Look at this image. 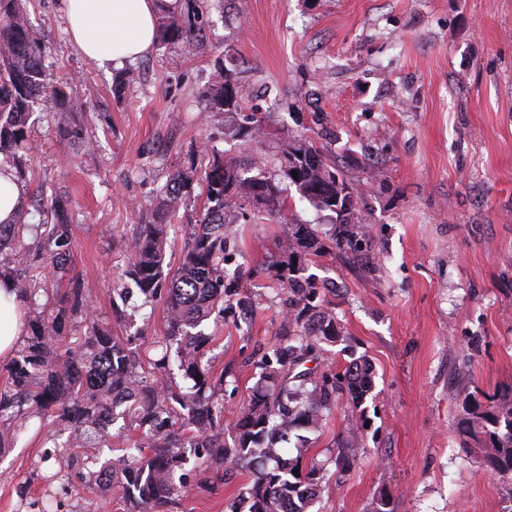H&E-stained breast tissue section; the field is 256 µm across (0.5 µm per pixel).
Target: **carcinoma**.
<instances>
[{"mask_svg":"<svg viewBox=\"0 0 512 512\" xmlns=\"http://www.w3.org/2000/svg\"><path fill=\"white\" fill-rule=\"evenodd\" d=\"M198 14L167 12L160 35L175 44L196 36ZM206 111H243L232 73L217 65L204 94ZM50 103L60 124L67 125L77 105L66 92L47 83L45 46L29 26L19 0H0V151L25 140L29 115ZM281 173L269 172L251 159L227 160L224 153L206 152L198 178L204 204L186 238L182 261L173 276L165 271L168 228L166 217L191 194L181 175L168 181L155 199L158 219L145 224L129 245V260L121 278L131 280L144 301L164 299L167 309L165 351L158 359L143 357L133 336H116L107 324L90 316L82 292L62 302L55 315L37 311L30 334L6 365L10 382L0 388V452L12 447L30 420L53 419L69 432L77 448H103L105 431L119 419L142 430V439L99 469L72 472L73 460L60 465L54 478L61 495L72 492L73 479L94 484L118 496L125 512H158L172 503L186 482L185 465L195 461L220 469L228 463L247 466L263 458L267 466L247 489L249 512H307L320 491L319 470L296 474L299 461L280 456L279 444L293 427L313 426L320 409L338 395L361 407L373 392L370 364L354 359L345 369L314 380L311 372L294 373L322 341L335 343L341 331L336 316L314 304L313 283L297 275L294 260L331 249H352L364 235L358 202L346 201L347 180L335 163L310 141L296 142L285 151ZM293 184L316 209L336 215L338 230L321 239L308 224L289 223L281 251L288 254V314L283 340L262 361L263 377L275 392H257L238 425L233 446L224 444V407L215 393L224 390V375L216 376L203 363L208 337L194 329L212 314L224 313V216L252 199L272 219H285L287 197L281 181ZM24 224L0 225V252L10 249L13 267L0 271L12 281L19 299L39 307L40 293L30 275L23 247ZM69 224L47 231V260L53 271L63 270L62 248ZM78 319L81 336H70L68 324ZM175 363L193 382L183 390L167 373ZM458 432L464 446L474 442L485 470L499 479H512V394L482 402L467 394L462 402Z\"/></svg>","mask_w":512,"mask_h":512,"instance_id":"cac0c4a2","label":"carcinoma"}]
</instances>
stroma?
Returning <instances> with one entry per match:
<instances>
[{"label":"stroma","instance_id":"35a3bbf8","mask_svg":"<svg viewBox=\"0 0 512 512\" xmlns=\"http://www.w3.org/2000/svg\"><path fill=\"white\" fill-rule=\"evenodd\" d=\"M203 32L154 45L103 71L71 42L59 0H26L45 44L50 85L83 103L68 129L52 107L32 114L21 150L27 223L71 226L65 269L41 287L73 289L94 318L159 358L166 305L130 292L116 318L112 284L127 245L155 221L170 177L197 178L207 149L279 170L289 144L312 141L358 196L366 239L357 254L309 257L312 279L343 339L312 368L342 371L367 358L375 397L344 398L318 426L291 431L281 453L317 467L310 512H512V484L459 443L465 392L512 386V0H197ZM230 70L265 119L252 142L233 136L245 113L205 109L216 65ZM137 78L121 84L125 71ZM203 200L172 217L166 255L175 272ZM225 232L226 287L236 294L203 331L206 358L224 375V438L233 442L263 382L261 358L281 340L288 289L274 265L288 227L255 202ZM66 433L31 420L0 456V512H27L17 492L49 493L47 475L69 457ZM353 463L338 473L336 457ZM252 468H197L163 512H249Z\"/></svg>","mask_w":512,"mask_h":512}]
</instances>
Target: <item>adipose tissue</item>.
<instances>
[{
    "label": "adipose tissue",
    "mask_w": 512,
    "mask_h": 512,
    "mask_svg": "<svg viewBox=\"0 0 512 512\" xmlns=\"http://www.w3.org/2000/svg\"><path fill=\"white\" fill-rule=\"evenodd\" d=\"M71 39L103 70L151 49L157 37L153 0H61ZM24 316L17 294L0 284V358L19 342Z\"/></svg>",
    "instance_id": "ef3b65f1"
}]
</instances>
